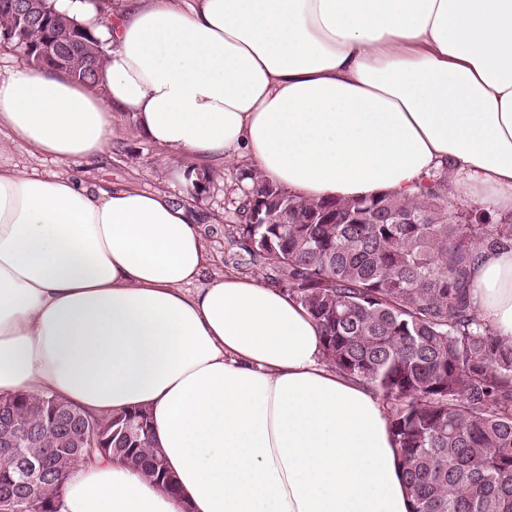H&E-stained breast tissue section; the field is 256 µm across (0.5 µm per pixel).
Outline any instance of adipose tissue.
I'll return each instance as SVG.
<instances>
[{"instance_id":"adipose-tissue-1","label":"adipose tissue","mask_w":512,"mask_h":512,"mask_svg":"<svg viewBox=\"0 0 512 512\" xmlns=\"http://www.w3.org/2000/svg\"><path fill=\"white\" fill-rule=\"evenodd\" d=\"M105 43L95 83L18 63L0 131L60 163L115 126L304 200L414 198L432 172L512 211V0H60ZM209 265L165 193L0 166V394L147 409L178 483L123 462L71 476L63 512H409L387 411L322 361L277 287ZM512 344V246L471 269Z\"/></svg>"}]
</instances>
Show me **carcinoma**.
Listing matches in <instances>:
<instances>
[{"label": "carcinoma", "instance_id": "carcinoma-1", "mask_svg": "<svg viewBox=\"0 0 512 512\" xmlns=\"http://www.w3.org/2000/svg\"><path fill=\"white\" fill-rule=\"evenodd\" d=\"M15 2L0 0V36L17 29ZM30 20L33 33L44 34L72 17L59 10ZM81 38L60 46V67L30 44L17 51L93 83L101 42ZM251 179L224 225L233 263L266 260L267 282L317 322L326 365L385 403L410 512H512V346L470 301L471 264L483 248L512 244V214L494 224L483 212L452 210L434 177L419 201L392 193L308 201ZM257 210L267 223H251ZM0 411L30 432L19 456L0 450V496L26 512L62 508L69 475L104 458L177 493L143 408L96 417L52 395L22 393ZM25 461L42 466L31 489L18 477Z\"/></svg>", "mask_w": 512, "mask_h": 512}]
</instances>
